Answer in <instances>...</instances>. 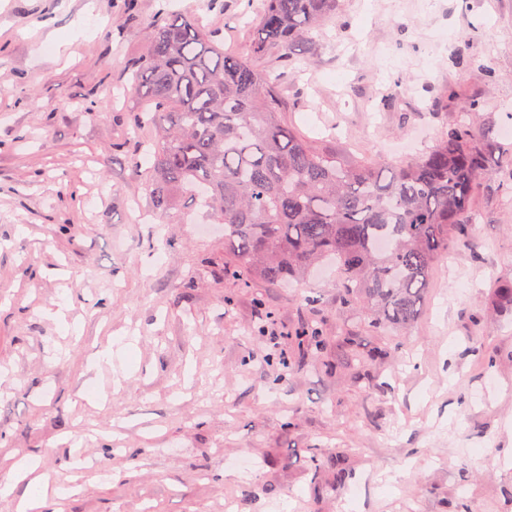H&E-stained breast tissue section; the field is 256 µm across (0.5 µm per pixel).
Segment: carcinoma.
Segmentation results:
<instances>
[{"instance_id": "carcinoma-1", "label": "carcinoma", "mask_w": 512, "mask_h": 512, "mask_svg": "<svg viewBox=\"0 0 512 512\" xmlns=\"http://www.w3.org/2000/svg\"><path fill=\"white\" fill-rule=\"evenodd\" d=\"M340 0H261L249 52L224 49L218 28L171 13L152 30L131 69L143 108L133 123L153 129L146 183L154 210L186 199L224 225V273L266 284L297 280L336 262L346 302L366 308L372 328L421 314L429 271L452 242L473 247L475 196L499 146L456 122L433 145L392 163L350 159L288 124V98L251 57L277 49L289 66ZM297 348L330 344L307 323Z\"/></svg>"}]
</instances>
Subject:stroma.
Instances as JSON below:
<instances>
[{"label":"stroma","mask_w":512,"mask_h":512,"mask_svg":"<svg viewBox=\"0 0 512 512\" xmlns=\"http://www.w3.org/2000/svg\"><path fill=\"white\" fill-rule=\"evenodd\" d=\"M169 12L245 53L258 6L0 0V482L36 461L68 490L41 512H512V309L492 301L512 279V159L477 196V250L438 258L407 327L374 332L329 264L291 287L220 278L223 233L152 211L129 122L127 70ZM311 47L298 71L254 63L324 146L393 162L459 119L512 124V0H342ZM304 322L363 362L291 347Z\"/></svg>","instance_id":"1"}]
</instances>
